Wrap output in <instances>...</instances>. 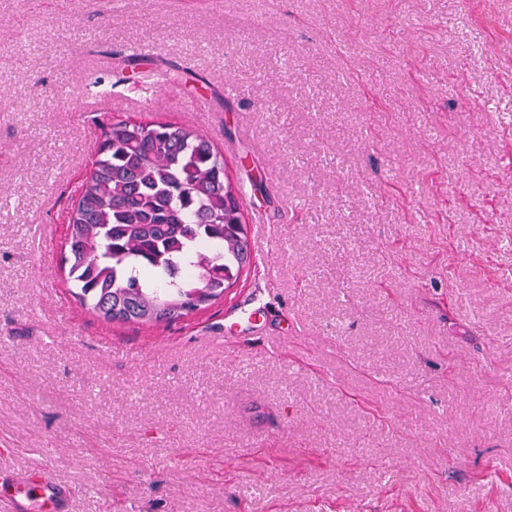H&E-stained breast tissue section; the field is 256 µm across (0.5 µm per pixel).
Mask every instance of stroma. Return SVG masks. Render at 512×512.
Here are the masks:
<instances>
[{
  "instance_id": "stroma-1",
  "label": "stroma",
  "mask_w": 512,
  "mask_h": 512,
  "mask_svg": "<svg viewBox=\"0 0 512 512\" xmlns=\"http://www.w3.org/2000/svg\"><path fill=\"white\" fill-rule=\"evenodd\" d=\"M113 115L211 139L274 280L80 307ZM510 145L512 0H0V475L44 459L65 512H512Z\"/></svg>"
}]
</instances>
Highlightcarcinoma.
<instances>
[{"mask_svg": "<svg viewBox=\"0 0 512 512\" xmlns=\"http://www.w3.org/2000/svg\"><path fill=\"white\" fill-rule=\"evenodd\" d=\"M240 196L200 131L107 118L66 242L81 306L150 327L223 297L253 265Z\"/></svg>", "mask_w": 512, "mask_h": 512, "instance_id": "1", "label": "carcinoma"}]
</instances>
